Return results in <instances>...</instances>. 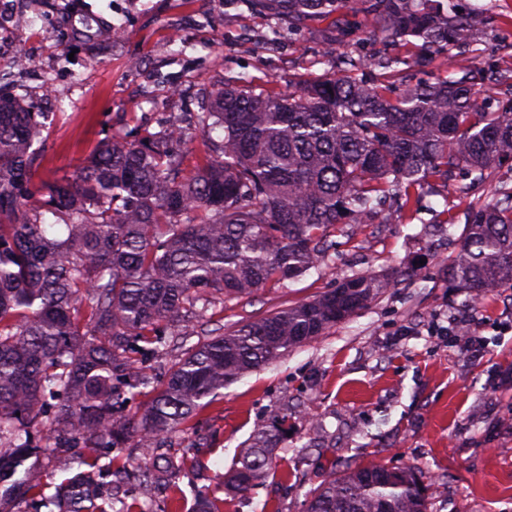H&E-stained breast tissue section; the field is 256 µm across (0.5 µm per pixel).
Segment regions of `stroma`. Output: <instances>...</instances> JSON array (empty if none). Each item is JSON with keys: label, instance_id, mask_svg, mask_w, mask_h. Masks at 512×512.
<instances>
[{"label": "stroma", "instance_id": "35a3bbf8", "mask_svg": "<svg viewBox=\"0 0 512 512\" xmlns=\"http://www.w3.org/2000/svg\"><path fill=\"white\" fill-rule=\"evenodd\" d=\"M457 7L493 18L461 65L512 69V0ZM330 27L320 19L295 41L278 40L267 15L242 0H22L7 37L42 55L51 81L17 72L4 57L0 89L48 115L35 181L68 179L101 139H122L138 125L158 129L171 111H200L202 90L225 80L243 76L255 91L279 92L330 71ZM133 58L141 73L129 70ZM501 180H512V159L483 183L459 175L423 191L414 221L394 214L336 235L320 270L216 305L212 320L230 331L353 275L413 271L326 335L226 385L201 412L197 434L173 433L154 459L126 449L131 465L198 455L204 470L175 479L185 490L209 487L223 512H306L311 490L334 467L370 462L417 468L429 512H512V289L474 301L446 275L470 204L491 200ZM448 214L454 223H445ZM463 318L484 344L482 357L454 328ZM277 425L285 475L243 496L223 489L253 435Z\"/></svg>", "mask_w": 512, "mask_h": 512}]
</instances>
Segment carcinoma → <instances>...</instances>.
I'll list each match as a JSON object with an SVG mask.
<instances>
[{
  "mask_svg": "<svg viewBox=\"0 0 512 512\" xmlns=\"http://www.w3.org/2000/svg\"><path fill=\"white\" fill-rule=\"evenodd\" d=\"M296 32L333 18L349 34L346 8L389 39L448 51L470 44L473 24L451 0H258ZM424 54L381 57L396 75ZM362 57L340 69L257 94L237 78L207 96L204 110L157 132L104 139L69 180L31 189L46 115L0 94V482L15 493L0 512H144L132 488L162 487L183 512L168 467L129 469L121 449L150 455L195 419L224 385L256 371L368 307L394 285L356 275L318 297L230 333L206 326L209 308L268 283L323 266L346 224H373L386 205L411 207L416 190L458 173L483 182L512 158V83L495 69L448 71L399 96L359 75ZM503 87L493 109L476 81ZM223 139L196 167L193 141ZM475 202L448 283L472 300L512 288V187ZM64 223L65 233L45 223ZM175 348L167 379L140 412L124 411L151 386L137 355ZM278 430L258 432L224 475L246 492L279 470ZM112 452L99 464L103 450ZM71 451L75 472L35 480L32 458ZM53 492L46 493L47 489ZM192 512H221L206 489ZM308 512H428L419 471L368 463L321 484Z\"/></svg>",
  "mask_w": 512,
  "mask_h": 512,
  "instance_id": "1",
  "label": "carcinoma"
}]
</instances>
